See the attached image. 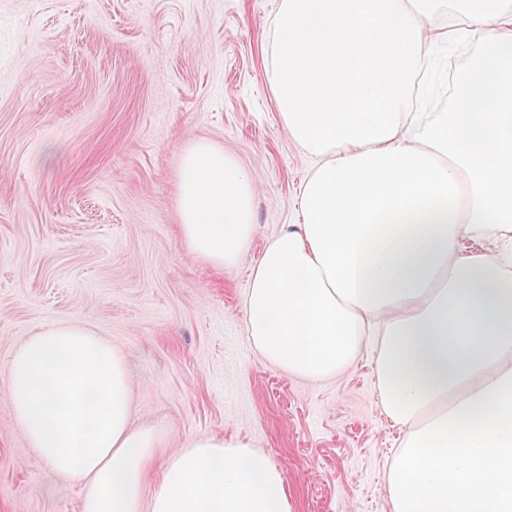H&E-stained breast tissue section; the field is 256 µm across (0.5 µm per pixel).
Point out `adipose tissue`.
I'll use <instances>...</instances> for the list:
<instances>
[{"label": "adipose tissue", "instance_id": "adipose-tissue-1", "mask_svg": "<svg viewBox=\"0 0 512 512\" xmlns=\"http://www.w3.org/2000/svg\"><path fill=\"white\" fill-rule=\"evenodd\" d=\"M479 35L446 112L419 87L438 43ZM265 76L312 160L299 221L267 240L246 332L260 358L333 377L370 349L401 438L391 512H512V0H279ZM256 183L210 142L184 154L180 230L216 269L258 234ZM493 238L494 252H462ZM4 369L15 418L81 512H293L281 470L241 439L170 450L130 421L123 354L79 324L27 338ZM160 488L145 497V476Z\"/></svg>", "mask_w": 512, "mask_h": 512}]
</instances>
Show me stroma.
<instances>
[{
  "mask_svg": "<svg viewBox=\"0 0 512 512\" xmlns=\"http://www.w3.org/2000/svg\"><path fill=\"white\" fill-rule=\"evenodd\" d=\"M277 0H0V367L51 323H79L132 367L133 426L174 447L238 436L282 471L294 512H391L399 432L370 351L311 381L263 363L243 302L267 239L297 220L311 164L281 129L264 27ZM478 41L442 45L426 89L448 106V67ZM204 139L257 183L252 247L229 270L181 236L176 179ZM23 438L0 370V512H81L55 493Z\"/></svg>",
  "mask_w": 512,
  "mask_h": 512,
  "instance_id": "35a3bbf8",
  "label": "stroma"
}]
</instances>
